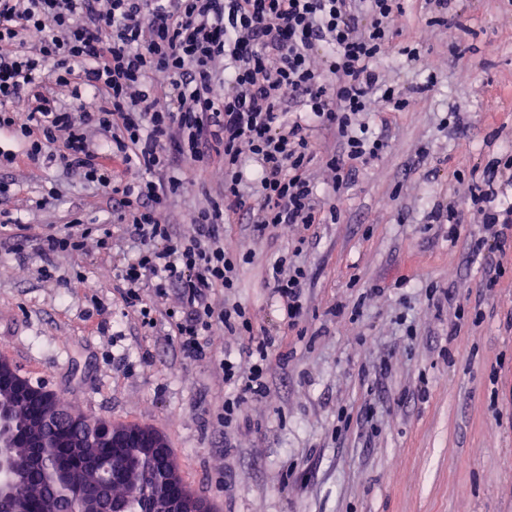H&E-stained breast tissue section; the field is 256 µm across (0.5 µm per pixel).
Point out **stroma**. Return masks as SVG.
Here are the masks:
<instances>
[{"label":"stroma","mask_w":512,"mask_h":512,"mask_svg":"<svg viewBox=\"0 0 512 512\" xmlns=\"http://www.w3.org/2000/svg\"><path fill=\"white\" fill-rule=\"evenodd\" d=\"M398 27L379 69L416 102L389 113L390 149L326 198L336 221L285 236L224 227L225 239L253 252L234 297L276 338L270 391L244 399L232 426L218 412L236 389L216 365L246 357L248 337L228 340L214 327L212 359L196 360L165 341V321L135 325L114 290L132 252L121 225L110 251L92 236L83 251L56 256L49 280L36 246L21 258L0 248V357L87 415L159 430L213 512H512V246L477 261L470 251L483 233L470 202L475 179L512 154V0H454L442 23L425 0H407ZM180 170L188 183L168 203L173 224L224 186L221 166ZM0 181L25 203L56 189L57 201L20 212L36 234L64 229L78 207L108 215L100 191L54 162L19 156ZM451 201L461 214L453 242L431 221ZM300 239L306 312L291 329L268 277ZM497 262L507 273L489 293L483 267ZM430 284L479 319L449 338L453 311L429 300ZM341 408L352 417L342 434Z\"/></svg>","instance_id":"1"}]
</instances>
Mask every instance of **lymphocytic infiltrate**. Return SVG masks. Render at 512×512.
I'll return each instance as SVG.
<instances>
[{"instance_id": "f902f5d3", "label": "lymphocytic infiltrate", "mask_w": 512, "mask_h": 512, "mask_svg": "<svg viewBox=\"0 0 512 512\" xmlns=\"http://www.w3.org/2000/svg\"><path fill=\"white\" fill-rule=\"evenodd\" d=\"M402 0H0V137L21 145L31 160L64 165L112 201V217L141 245L116 287L143 325L154 324L141 290L178 291L166 310L167 336L192 358L207 354L214 326L247 336L246 360L217 365L238 395L221 415L232 424L244 396L268 388L272 336L256 332L240 302L216 305V293L236 288L242 245L224 240V224L248 217L254 232L288 233L325 223L311 170L324 163L335 188L354 181L359 163L388 146L385 112L409 98L385 87L377 62L393 47ZM73 88L59 106L54 88ZM332 134L336 154L320 157L316 135ZM224 161V198L188 214L187 228L165 212L181 187L169 170L177 159ZM258 168L243 171L244 158ZM512 155L485 171L472 201L484 205L483 238L505 248L512 238V204L490 201ZM1 243L18 255L36 243L54 274L52 258L80 251L112 231L74 215L65 231L26 233L10 208L0 209ZM308 270L287 258L268 281L289 327H298Z\"/></svg>"}]
</instances>
